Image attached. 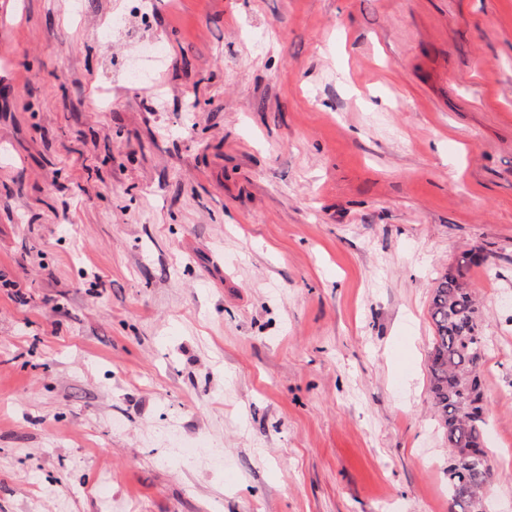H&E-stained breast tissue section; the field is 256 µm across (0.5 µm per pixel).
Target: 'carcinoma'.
Listing matches in <instances>:
<instances>
[{"mask_svg": "<svg viewBox=\"0 0 512 512\" xmlns=\"http://www.w3.org/2000/svg\"><path fill=\"white\" fill-rule=\"evenodd\" d=\"M476 259L472 252L462 253L438 279L430 308L434 325L430 392L439 424L448 433V495L457 512H486L485 500L473 506L458 497L460 485L477 487L485 481L463 453L479 448L491 457V449L484 447L487 421L480 374L484 337L475 292L465 281V272Z\"/></svg>", "mask_w": 512, "mask_h": 512, "instance_id": "carcinoma-1", "label": "carcinoma"}]
</instances>
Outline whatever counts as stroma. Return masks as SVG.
Listing matches in <instances>:
<instances>
[{
	"instance_id": "stroma-1",
	"label": "stroma",
	"mask_w": 512,
	"mask_h": 512,
	"mask_svg": "<svg viewBox=\"0 0 512 512\" xmlns=\"http://www.w3.org/2000/svg\"><path fill=\"white\" fill-rule=\"evenodd\" d=\"M466 251L512 512V0H0V512H450ZM477 255L464 252L437 281L430 314L434 325L429 364L430 392L443 432L448 431V495L457 512H486V497L472 506L458 497L461 484L478 487L486 480L462 456L468 448H480L491 462V449L484 448L486 417L480 362L484 350L475 292L464 280Z\"/></svg>"
}]
</instances>
